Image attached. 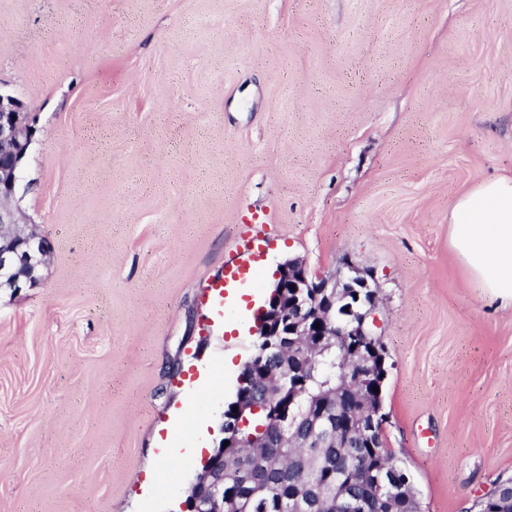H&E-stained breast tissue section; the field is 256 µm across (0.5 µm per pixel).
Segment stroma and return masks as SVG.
Returning a JSON list of instances; mask_svg holds the SVG:
<instances>
[{"mask_svg": "<svg viewBox=\"0 0 512 512\" xmlns=\"http://www.w3.org/2000/svg\"><path fill=\"white\" fill-rule=\"evenodd\" d=\"M0 91L34 128L9 205L50 245L0 292V512H181L289 259L372 273L422 512L512 478V308L448 224L512 175V0H0ZM259 241L256 240H246L243 244L238 245L236 247V258L238 261V266L229 271L228 274H224L225 285L220 282H215L212 284L210 288H238L239 285L245 280L246 274L248 273L247 268V260L245 257L251 258L255 249L259 247Z\"/></svg>", "mask_w": 512, "mask_h": 512, "instance_id": "stroma-1", "label": "stroma"}]
</instances>
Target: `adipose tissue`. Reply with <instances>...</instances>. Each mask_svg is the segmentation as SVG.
I'll return each mask as SVG.
<instances>
[{
  "label": "adipose tissue",
  "instance_id": "adipose-tissue-1",
  "mask_svg": "<svg viewBox=\"0 0 512 512\" xmlns=\"http://www.w3.org/2000/svg\"><path fill=\"white\" fill-rule=\"evenodd\" d=\"M449 244L490 300L512 308V176L484 181L457 198Z\"/></svg>",
  "mask_w": 512,
  "mask_h": 512
}]
</instances>
